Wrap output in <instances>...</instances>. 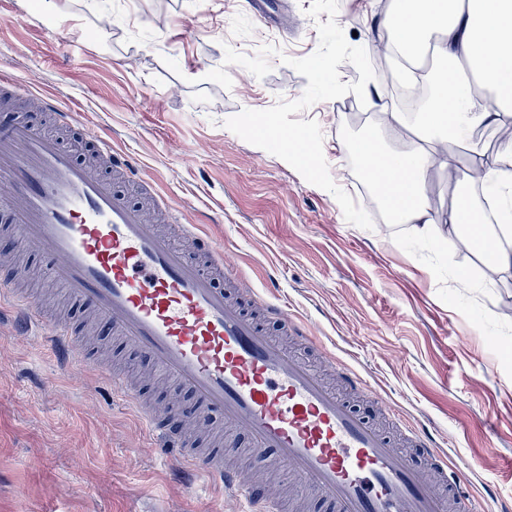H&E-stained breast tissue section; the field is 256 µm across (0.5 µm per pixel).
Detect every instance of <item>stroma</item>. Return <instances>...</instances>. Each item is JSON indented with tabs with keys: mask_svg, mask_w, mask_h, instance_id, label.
I'll use <instances>...</instances> for the list:
<instances>
[{
	"mask_svg": "<svg viewBox=\"0 0 512 512\" xmlns=\"http://www.w3.org/2000/svg\"><path fill=\"white\" fill-rule=\"evenodd\" d=\"M57 9L0 0V72L57 96L77 125L110 135L172 205L169 224H199L221 241L224 265L245 288L310 325L326 355L366 373L385 400L440 434L455 459H477L469 489L482 512H512V273L490 276L479 252L461 250L450 224L427 240L391 223L350 146L371 137L388 151L413 148L414 129L382 120L393 85L369 82L301 112L316 120L335 183L367 210L366 230L348 223L334 196L283 159L226 128L245 109L299 99L306 77L283 64L318 47L311 0H277L278 27L257 22L246 0H84ZM393 0H339L336 21L353 46L376 56L390 35ZM72 47L61 56L58 37ZM495 128L456 146L454 171L423 172L426 200L447 216L467 183L474 153L495 160ZM46 256L26 254L23 287L85 326L73 369L27 336L0 305V512H241L211 475L188 473L179 451L141 430L138 409L112 400L91 370L125 372L158 410L193 405L158 377L109 326L45 279ZM467 270L471 285L458 287Z\"/></svg>",
	"mask_w": 512,
	"mask_h": 512,
	"instance_id": "35a3bbf8",
	"label": "stroma"
}]
</instances>
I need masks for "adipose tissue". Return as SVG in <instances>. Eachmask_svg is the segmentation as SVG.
Segmentation results:
<instances>
[{
  "label": "adipose tissue",
  "instance_id": "obj_1",
  "mask_svg": "<svg viewBox=\"0 0 512 512\" xmlns=\"http://www.w3.org/2000/svg\"><path fill=\"white\" fill-rule=\"evenodd\" d=\"M391 25L393 47L418 50L436 36L435 55L449 68L435 84L432 101L417 116L423 145L409 153L383 150L373 139L357 143L366 174L394 221L433 234L438 217L423 188L426 166L454 168V144L479 126L497 127L503 151L494 163L474 158L471 168L498 202L499 221L486 230V253L493 269L512 271V0H396Z\"/></svg>",
  "mask_w": 512,
  "mask_h": 512
}]
</instances>
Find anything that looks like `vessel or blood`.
Here are the masks:
<instances>
[{"instance_id":"b4317fda","label":"vessel or blood","mask_w":512,"mask_h":512,"mask_svg":"<svg viewBox=\"0 0 512 512\" xmlns=\"http://www.w3.org/2000/svg\"><path fill=\"white\" fill-rule=\"evenodd\" d=\"M0 89L25 100L29 110L54 113L62 124L73 121L54 97L9 76L0 77ZM88 140L112 170L147 186L138 165L109 137ZM0 215L18 248L49 258L50 279L194 396L202 409L197 423L219 414L227 428L251 438L245 450L229 444L202 457L184 447L180 455L184 467L215 474L243 512H281L278 501L258 497L247 479L248 462L259 456L332 512H446L451 499L458 512H476L466 484L469 467L451 464L449 450L419 422L403 423L411 448H397L307 361L270 337L241 301L215 286L209 269L223 267V251L201 226L184 224L180 232L208 258L206 268L41 124L16 119L0 127ZM15 279L12 273L0 277V300L11 298L26 332L68 357L76 347L72 328L49 322L40 302L16 293ZM263 308L297 340L315 345L305 322L276 303ZM102 374L114 399L139 406L147 436L182 442L177 424L186 420L184 410L171 409L168 420H159L119 373L106 368Z\"/></svg>"}]
</instances>
